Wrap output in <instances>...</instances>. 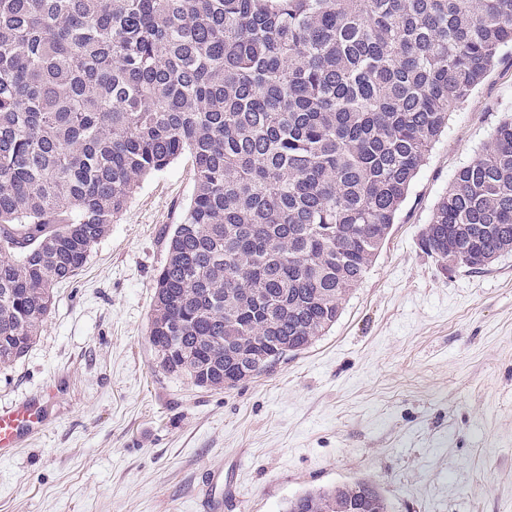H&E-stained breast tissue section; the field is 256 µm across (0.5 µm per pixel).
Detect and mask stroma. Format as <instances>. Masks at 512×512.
Wrapping results in <instances>:
<instances>
[{
    "mask_svg": "<svg viewBox=\"0 0 512 512\" xmlns=\"http://www.w3.org/2000/svg\"><path fill=\"white\" fill-rule=\"evenodd\" d=\"M512 114V46L432 148L336 325L231 390L160 366L149 341L167 231L195 188L189 157L143 178L36 344L0 367V407L56 388L47 428L0 459V512H283L368 478L391 512H512V254L444 276L419 235L455 172ZM203 491L209 503L210 510H220L224 507V470L208 468L203 475ZM219 491V492H218ZM218 495L216 496V493Z\"/></svg>",
    "mask_w": 512,
    "mask_h": 512,
    "instance_id": "stroma-1",
    "label": "stroma"
}]
</instances>
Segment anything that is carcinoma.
I'll use <instances>...</instances> for the list:
<instances>
[{"label": "carcinoma", "instance_id": "obj_1", "mask_svg": "<svg viewBox=\"0 0 512 512\" xmlns=\"http://www.w3.org/2000/svg\"><path fill=\"white\" fill-rule=\"evenodd\" d=\"M512 45V0H0V366L145 176L184 153L149 338L233 389L336 324L450 115ZM445 273L512 251V117L419 237ZM285 512H389L368 479Z\"/></svg>", "mask_w": 512, "mask_h": 512}]
</instances>
